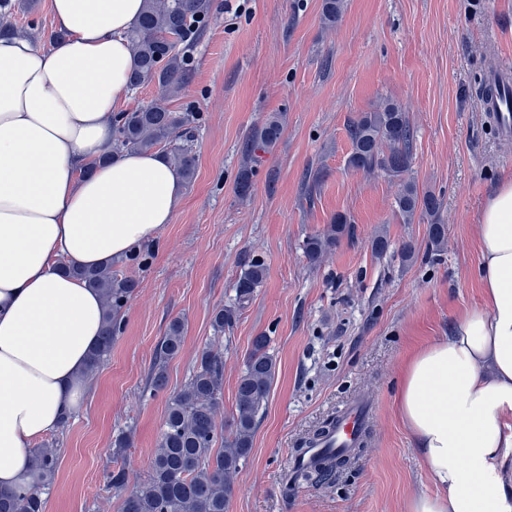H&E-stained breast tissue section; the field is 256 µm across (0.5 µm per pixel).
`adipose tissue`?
<instances>
[{
  "label": "adipose tissue",
  "instance_id": "ef3b65f1",
  "mask_svg": "<svg viewBox=\"0 0 512 512\" xmlns=\"http://www.w3.org/2000/svg\"><path fill=\"white\" fill-rule=\"evenodd\" d=\"M143 0H50L61 40L0 35V490L30 486L36 443L80 405L99 292L63 269L134 253L172 223L182 180L112 152ZM481 306L408 362L400 416L438 488L409 512H512V177L479 214Z\"/></svg>",
  "mask_w": 512,
  "mask_h": 512
}]
</instances>
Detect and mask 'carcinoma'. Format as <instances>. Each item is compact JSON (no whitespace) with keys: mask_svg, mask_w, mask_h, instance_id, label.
Listing matches in <instances>:
<instances>
[{"mask_svg":"<svg viewBox=\"0 0 512 512\" xmlns=\"http://www.w3.org/2000/svg\"><path fill=\"white\" fill-rule=\"evenodd\" d=\"M209 9L210 0H144L142 15L129 34L136 63L128 82L132 89L153 83L161 90L162 98L120 113L112 126L113 150L148 152L160 147L187 184L192 182L197 168L191 145L194 116L170 109L166 100L179 94L189 81L185 49L198 35V22ZM344 11V0H323V25L336 26ZM283 124L282 113L269 115L245 143L244 155L254 161L256 151L273 147ZM347 131L351 144L349 166L397 181L395 216L404 224H412L417 218L427 221L432 245L442 248L446 236L445 225L438 220L442 199L431 190H419L409 177L416 131L405 109L384 100L372 111L352 119ZM350 224L347 215H336L323 231L304 240L306 257L316 262L335 249L349 235ZM67 272L100 292L104 301L103 332L85 367V375L90 376L112 352V343L121 330L122 311L134 296L138 280L130 272L112 268L110 262L97 269L70 265ZM265 277V264L251 260L236 284L233 301L213 314L215 335L221 336L232 327ZM183 331L181 320L171 321L156 346L151 372V384L156 390L166 388V367L181 350ZM275 370L268 337H255L237 382L236 411L221 432L217 417L224 393V356L203 348L186 383L169 398L147 479L122 501L120 512H228L235 476L252 450ZM219 441L222 446L216 451ZM58 463V449H36L34 473L42 482L54 478ZM0 512H46V501L34 485L19 493L0 492Z\"/></svg>","mask_w":512,"mask_h":512,"instance_id":"1","label":"carcinoma"}]
</instances>
